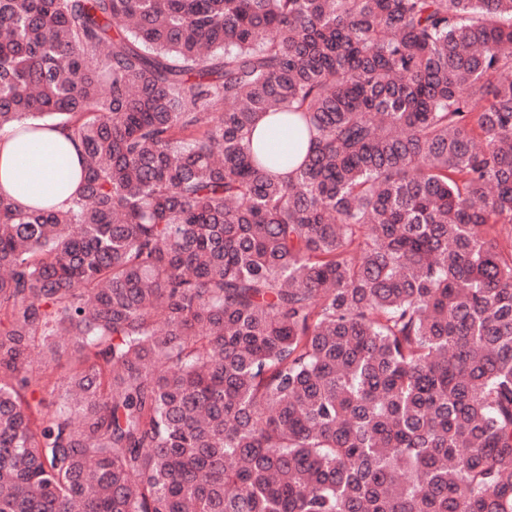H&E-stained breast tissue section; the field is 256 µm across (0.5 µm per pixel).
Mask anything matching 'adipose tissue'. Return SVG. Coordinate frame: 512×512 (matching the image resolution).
<instances>
[{"label": "adipose tissue", "instance_id": "obj_1", "mask_svg": "<svg viewBox=\"0 0 512 512\" xmlns=\"http://www.w3.org/2000/svg\"><path fill=\"white\" fill-rule=\"evenodd\" d=\"M83 188L78 143L60 127L33 136L0 132V192L17 205L64 207Z\"/></svg>", "mask_w": 512, "mask_h": 512}]
</instances>
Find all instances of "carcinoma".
<instances>
[{
  "label": "carcinoma",
  "mask_w": 512,
  "mask_h": 512,
  "mask_svg": "<svg viewBox=\"0 0 512 512\" xmlns=\"http://www.w3.org/2000/svg\"><path fill=\"white\" fill-rule=\"evenodd\" d=\"M28 121L0 512H512V0H0ZM261 141L265 142L268 148L277 152L286 153L291 149L290 133H273L272 117L262 116L257 121L255 131L253 134L254 147H256V145H259ZM35 136L0 132V191L23 208L64 207L83 188L81 151L56 125Z\"/></svg>",
  "instance_id": "cac0c4a2"
}]
</instances>
